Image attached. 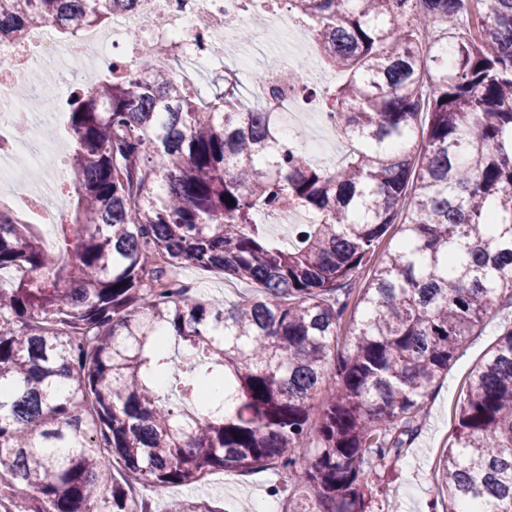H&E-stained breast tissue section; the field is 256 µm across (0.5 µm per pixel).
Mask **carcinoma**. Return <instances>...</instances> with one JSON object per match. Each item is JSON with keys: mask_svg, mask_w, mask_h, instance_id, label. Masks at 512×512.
I'll list each match as a JSON object with an SVG mask.
<instances>
[{"mask_svg": "<svg viewBox=\"0 0 512 512\" xmlns=\"http://www.w3.org/2000/svg\"><path fill=\"white\" fill-rule=\"evenodd\" d=\"M135 2L0 0V44ZM289 2L343 74L323 93L337 166L232 91L132 70L69 103L54 251L0 212V499L21 512H146L138 486L267 469L288 512H373L450 365L512 305V0ZM284 207L319 221L282 242L260 214ZM186 264L257 292L189 301ZM436 479L442 512H512V327L470 371Z\"/></svg>", "mask_w": 512, "mask_h": 512, "instance_id": "cac0c4a2", "label": "carcinoma"}]
</instances>
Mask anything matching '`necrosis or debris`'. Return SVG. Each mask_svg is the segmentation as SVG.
Here are the masks:
<instances>
[{
	"instance_id": "1",
	"label": "necrosis or debris",
	"mask_w": 512,
	"mask_h": 512,
	"mask_svg": "<svg viewBox=\"0 0 512 512\" xmlns=\"http://www.w3.org/2000/svg\"><path fill=\"white\" fill-rule=\"evenodd\" d=\"M252 11L253 0H137L133 13L114 17L102 34L88 29L64 43L53 26L44 25L29 30L23 40L0 45V193L48 214L47 229L64 220L61 171H54L45 189L17 175L21 167L45 157L41 127L32 113L14 103L16 89L36 87L38 62L55 61L75 73L81 57L120 76L138 60L149 68L169 64L166 51L178 46L191 73L223 56L225 45L236 42L240 25Z\"/></svg>"
}]
</instances>
